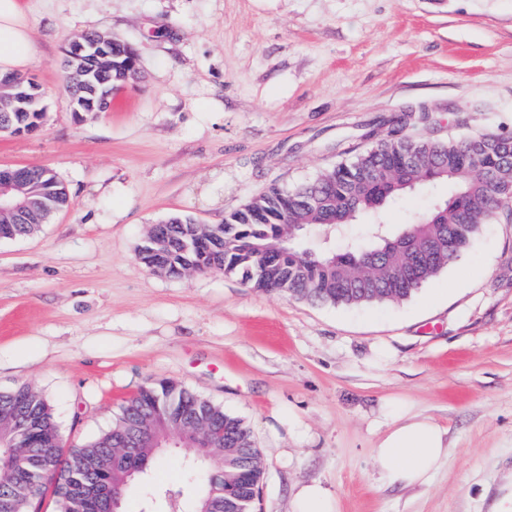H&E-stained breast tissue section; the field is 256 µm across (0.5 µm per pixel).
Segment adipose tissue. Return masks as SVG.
<instances>
[{
  "mask_svg": "<svg viewBox=\"0 0 512 512\" xmlns=\"http://www.w3.org/2000/svg\"><path fill=\"white\" fill-rule=\"evenodd\" d=\"M36 49L21 0H0V75L24 70ZM386 428L374 446L380 481L403 488L429 485L448 458V431L410 406L388 404Z\"/></svg>",
  "mask_w": 512,
  "mask_h": 512,
  "instance_id": "ef3b65f1",
  "label": "adipose tissue"
}]
</instances>
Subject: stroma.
Segmentation results:
<instances>
[{"instance_id":"1","label":"stroma","mask_w":512,"mask_h":512,"mask_svg":"<svg viewBox=\"0 0 512 512\" xmlns=\"http://www.w3.org/2000/svg\"><path fill=\"white\" fill-rule=\"evenodd\" d=\"M44 124L0 132V169L45 167L71 205L0 239V391L43 394L65 448L109 429L153 379L241 418L258 448L256 512H293L318 483L338 512H512V218L397 304L331 305L219 272H150L136 249L172 215L216 224L430 112L418 138L512 135V0H23ZM90 31L130 43L141 75L75 116L64 50ZM448 430L426 487L382 485L387 400ZM159 489L194 496L182 456Z\"/></svg>"}]
</instances>
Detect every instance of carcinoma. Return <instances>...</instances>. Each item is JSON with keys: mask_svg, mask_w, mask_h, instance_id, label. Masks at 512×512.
<instances>
[{"mask_svg": "<svg viewBox=\"0 0 512 512\" xmlns=\"http://www.w3.org/2000/svg\"><path fill=\"white\" fill-rule=\"evenodd\" d=\"M105 44L106 57L77 61L65 58L64 90L72 110L101 112L112 91L138 78L134 49L99 32L81 35ZM10 117L7 132L23 134L41 125L39 106L25 112L11 89L0 91V114ZM387 135L353 160L341 162L315 179L284 190L271 188L224 216L220 224H198L174 216L164 225L167 262L172 275L216 269L262 291L321 304L360 305L399 302L456 262L478 233L499 212L512 214V136L486 132L466 138L415 140L405 125L383 120ZM28 182L31 206L0 219V239L29 235L54 211L70 204L56 174L47 168L16 167ZM444 186L423 214L391 231L371 224L350 248L317 249L310 238L339 234L344 226L380 212L392 201L428 186ZM204 238L224 247L212 264L180 252L179 243ZM193 422L214 427L210 439L187 436L186 468L196 486L192 512H200L229 482L233 495L223 512H254L263 472L248 428L236 416L186 387L155 380L121 408L115 425L63 455L62 436L46 398L28 386L0 392V512H28L40 493L44 475L59 471L66 486L54 491L58 512H74L82 486L105 479L121 491L148 481L157 455L170 450L165 438ZM125 449L106 471L99 463L112 449ZM180 493L154 490L144 512H180Z\"/></svg>", "mask_w": 512, "mask_h": 512, "instance_id": "obj_1", "label": "carcinoma"}]
</instances>
